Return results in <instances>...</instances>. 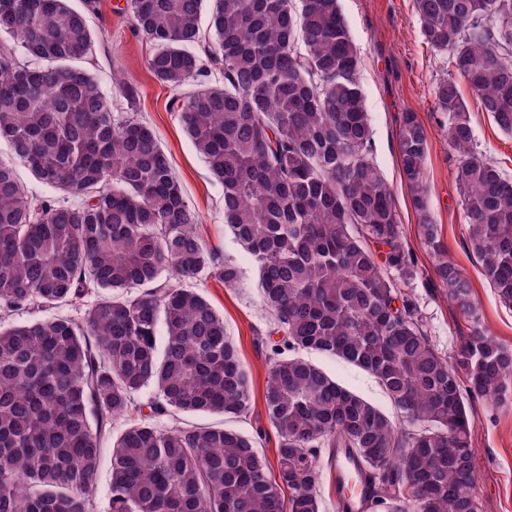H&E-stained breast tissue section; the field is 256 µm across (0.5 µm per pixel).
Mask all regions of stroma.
Masks as SVG:
<instances>
[{
    "label": "stroma",
    "mask_w": 512,
    "mask_h": 512,
    "mask_svg": "<svg viewBox=\"0 0 512 512\" xmlns=\"http://www.w3.org/2000/svg\"><path fill=\"white\" fill-rule=\"evenodd\" d=\"M73 9L85 12L95 41L81 59L103 92L112 101L118 120L135 117L149 126L168 156L189 206L199 217V233L220 261L239 270L235 286H224L217 277L194 280L224 317L226 335L237 347L251 390L247 414L238 418L211 413H181L157 417L156 426H217L237 431L254 441L268 460H275L278 437L269 425L263 391L275 361L274 320L262 305L257 268L230 233L224 220L223 187L209 173L204 159L186 136L170 102L173 89L160 85L148 69L150 45L134 28L126 0H69ZM340 8L360 56L359 80L372 130L373 159L393 191L403 245L414 259L416 275L408 290L422 318V329L434 347L453 355L470 324L449 302L448 294L433 272V260L418 229L419 217L411 203L399 163L398 130L404 113L412 112L424 124L428 137L426 180L430 214L439 228L449 259L473 285L482 325L496 340L512 348V307L499 297L482 275L472 253L466 218L456 182L457 155L448 146V129L435 101L437 84L450 78L448 58L425 42L413 0H340ZM120 74L135 87L134 104H127L112 82ZM459 91L471 117L473 150L512 178V135L502 132L482 109L466 82ZM306 359L320 366L340 385L372 402L388 415L396 410L367 372L336 356L314 351ZM473 421L476 493L480 512H512V404L496 407L476 398L469 404Z\"/></svg>",
    "instance_id": "obj_1"
}]
</instances>
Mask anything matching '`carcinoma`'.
<instances>
[{"instance_id":"cac0c4a2","label":"carcinoma","mask_w":512,"mask_h":512,"mask_svg":"<svg viewBox=\"0 0 512 512\" xmlns=\"http://www.w3.org/2000/svg\"><path fill=\"white\" fill-rule=\"evenodd\" d=\"M127 0L152 45L148 66L224 188V219L257 266L264 305L290 350L332 354L374 376L405 422L294 355L265 384L277 468L225 428L160 429L173 410L239 416L246 370L224 318L186 280H238L197 232L198 216L154 132L120 123L76 65L91 49L65 0H0V140L46 186L36 197L0 162V315L84 309L0 328V512H90L112 420L109 512H321L319 449L356 463L382 512H475L465 396L512 401V351L484 331L469 280L448 260L428 207L425 128L404 113L400 167L436 277L470 321L454 360L419 327L414 264L393 192L371 159L359 59L338 0ZM494 123L512 133V0H414ZM23 49L28 61L17 60ZM221 85L190 81L212 71ZM438 108L472 251L512 306V180L473 151L457 82ZM387 247L384 263L372 247ZM95 298L87 304L89 298ZM165 345L158 352V326ZM152 386L157 397L140 404ZM149 413H144V409Z\"/></svg>"}]
</instances>
